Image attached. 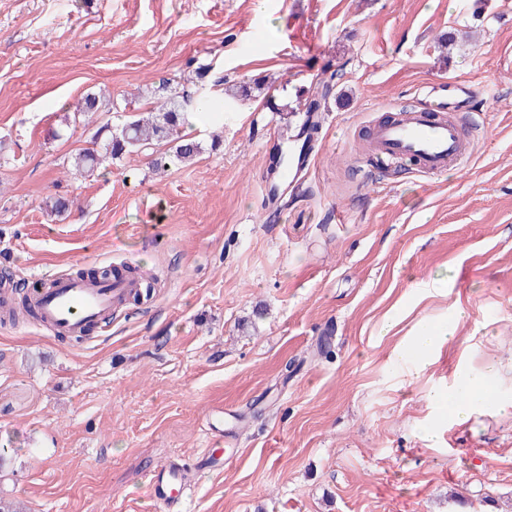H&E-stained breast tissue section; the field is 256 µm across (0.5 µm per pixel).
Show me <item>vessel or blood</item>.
I'll list each match as a JSON object with an SVG mask.
<instances>
[{"label":"vessel or blood","mask_w":512,"mask_h":512,"mask_svg":"<svg viewBox=\"0 0 512 512\" xmlns=\"http://www.w3.org/2000/svg\"><path fill=\"white\" fill-rule=\"evenodd\" d=\"M375 157L410 160L424 176L446 171L467 157L466 141L455 117L446 110H396L391 121L373 129ZM130 281L100 283L68 275L56 277L33 301L41 324L64 336H79L91 323L119 308ZM151 498L167 512L187 497L179 470L165 465L149 481Z\"/></svg>","instance_id":"b4317fda"}]
</instances>
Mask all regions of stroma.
I'll list each match as a JSON object with an SVG mask.
<instances>
[{
  "label": "stroma",
  "instance_id": "obj_1",
  "mask_svg": "<svg viewBox=\"0 0 512 512\" xmlns=\"http://www.w3.org/2000/svg\"><path fill=\"white\" fill-rule=\"evenodd\" d=\"M264 76L281 111L236 106L219 150L205 130L161 172L148 150L69 172L162 86L217 101ZM327 81L310 169L270 203ZM452 84L478 93L464 167L358 152L381 108ZM99 90L111 112L75 117ZM115 264L154 273V298L83 342L0 325V497L163 512L147 475L173 463L193 495L171 512H512V0H0V274ZM424 317L452 334L418 373ZM489 366L508 412L434 401Z\"/></svg>",
  "mask_w": 512,
  "mask_h": 512
}]
</instances>
